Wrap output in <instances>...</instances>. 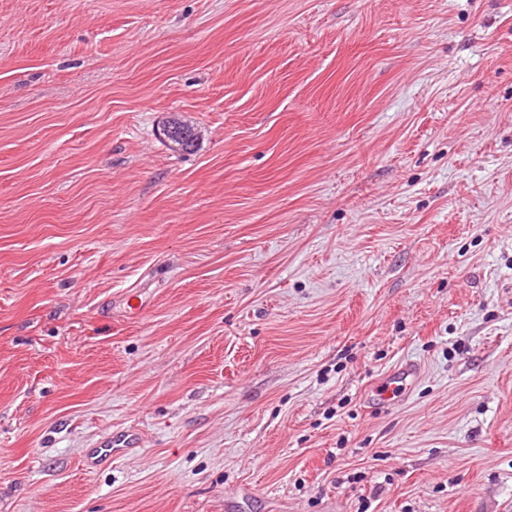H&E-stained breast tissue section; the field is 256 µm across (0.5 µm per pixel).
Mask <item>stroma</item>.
<instances>
[{
	"instance_id": "1",
	"label": "stroma",
	"mask_w": 512,
	"mask_h": 512,
	"mask_svg": "<svg viewBox=\"0 0 512 512\" xmlns=\"http://www.w3.org/2000/svg\"><path fill=\"white\" fill-rule=\"evenodd\" d=\"M0 512H512V0H0ZM164 137L172 142L173 144L183 147V145H187L192 138H197L199 136L198 131L189 126L180 119L178 113H171L167 120L165 121L163 128ZM419 375V368L411 363H404L390 370L374 391L373 404L380 405L390 402L398 392L409 389ZM140 441V433L136 430L113 432L85 457L83 466L87 470H94L102 464L111 463L113 457L128 454L134 448H138Z\"/></svg>"
}]
</instances>
